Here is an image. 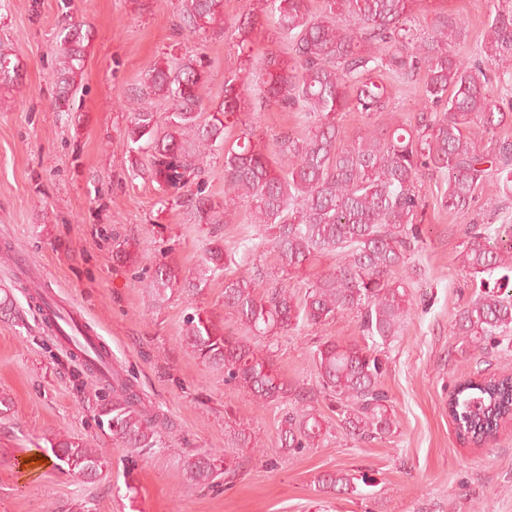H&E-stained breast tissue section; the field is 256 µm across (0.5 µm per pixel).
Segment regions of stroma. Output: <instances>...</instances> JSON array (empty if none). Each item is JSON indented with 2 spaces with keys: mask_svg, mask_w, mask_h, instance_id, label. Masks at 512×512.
I'll return each mask as SVG.
<instances>
[{
  "mask_svg": "<svg viewBox=\"0 0 512 512\" xmlns=\"http://www.w3.org/2000/svg\"><path fill=\"white\" fill-rule=\"evenodd\" d=\"M498 0H420L419 33L439 12L464 18L468 34L456 45L477 55ZM264 0H224V32H196L184 21L183 0H0V44L20 61V77L0 82V512H512V422L482 446L460 443L448 416L456 378L512 373V348L462 351L450 321L474 290L460 260L465 221L442 211L437 176L419 178L426 201L423 245L406 266L413 305L396 336L380 347V386L396 428L385 438L356 441L342 426L343 406L322 389L312 362L327 340L361 341L351 312L314 328L263 338L280 374L318 410L327 430L317 447L280 449L287 404H259L224 382L186 344L188 317L206 312L225 332L253 336L224 305V278L209 279L187 297L168 288L152 296L149 282L163 259L193 276L210 241L223 242L230 275L259 265L282 272L276 253L241 203L222 224L199 223L190 205L163 201L143 171L148 151L132 152L124 137L138 92L153 67L187 58L205 75V112L221 102L224 77L246 61L235 41L240 17L263 14ZM88 32L84 66L65 104H58L57 52L67 27ZM420 80L391 89V112L342 113L350 141L390 117L413 118ZM244 113L257 138L295 136L296 113L254 93ZM126 248L130 260L116 257ZM61 306H79L89 329L108 349L112 368L131 380L141 404L157 415L161 442L134 450L97 422L103 386L73 358L41 318L35 290ZM246 425L254 448L237 447ZM69 438L100 449L106 464L95 481L52 467L36 478L19 472L31 450ZM224 457L226 473L212 484L187 476L190 458ZM367 474L356 495L316 490L326 472Z\"/></svg>",
  "mask_w": 512,
  "mask_h": 512,
  "instance_id": "obj_1",
  "label": "stroma"
}]
</instances>
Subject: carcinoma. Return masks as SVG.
<instances>
[{
	"mask_svg": "<svg viewBox=\"0 0 512 512\" xmlns=\"http://www.w3.org/2000/svg\"><path fill=\"white\" fill-rule=\"evenodd\" d=\"M266 18L246 17L238 25L237 47L244 53L264 24L291 39L289 51H270L251 60L247 77H224L222 102L202 118L201 70L188 59L166 69L155 68L146 94L169 101L166 125L146 107L133 109L125 130L129 145L141 141L151 150L149 173L166 191H185L190 177L202 172L205 151L224 147V204L204 194L202 183L189 202L198 221L217 224L224 212L242 201L252 206L251 223L272 231L270 242L285 274L297 273L316 258L336 253L342 260L331 271L307 283L296 296L285 282L273 284L257 266L246 275L224 281V305L255 336L287 333L300 326L323 325L345 312L360 316L366 343L327 340L313 351L321 385L349 408L344 425L360 440L381 439L395 426L386 395L380 390L385 364L372 345L396 335L411 301L401 275L421 240L425 201L419 175L430 171L445 185L441 209L462 217L484 186L493 181L512 196V141L496 133L512 118V104L491 94L493 84L512 87V4L495 7L480 43L481 59L471 61L453 52L465 21H437L428 36L412 24L417 0H323L313 12L310 0H266ZM191 29H224V0H186ZM350 18L354 26L339 20ZM86 34L79 24L68 27L60 45L56 78L60 99L67 100L81 70ZM19 62L0 49V82L18 78ZM422 76L423 96L415 120L372 129L350 142L341 138L337 119L342 112L367 116L391 108L387 80ZM284 109L303 112L306 132L279 136L264 146L241 129L239 115L249 112L250 85ZM477 123L490 135L489 149L468 136ZM461 262L480 278L483 291L462 307L450 325L463 347L483 350L498 339L512 342V295L489 289L512 283V225L498 231L473 221L466 225ZM231 263L217 241L208 249L195 278H179L178 266L164 260L150 287H180L195 296L201 284L224 274ZM185 341L208 365L224 370V379L247 389L264 404L286 402L293 387L262 350L238 341L209 316L187 320ZM99 417L106 418L112 438L127 448H153L158 420L140 406L130 381L115 372L100 395ZM448 415L458 438L479 443L496 437L512 419V374L457 382L448 398ZM323 436L321 414L303 404L282 421L280 442L285 451L311 448ZM46 459L94 479L105 464L102 453L71 440L50 443ZM212 455L188 461L189 479L211 483L218 476ZM356 477L342 471L317 478L321 492L355 494Z\"/></svg>",
	"mask_w": 512,
	"mask_h": 512,
	"instance_id": "1",
	"label": "carcinoma"
}]
</instances>
